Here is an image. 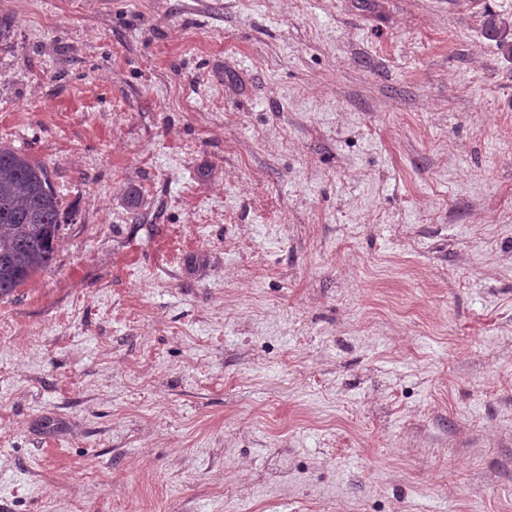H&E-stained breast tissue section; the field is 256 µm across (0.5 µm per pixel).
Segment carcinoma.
I'll use <instances>...</instances> for the list:
<instances>
[{"mask_svg":"<svg viewBox=\"0 0 512 512\" xmlns=\"http://www.w3.org/2000/svg\"><path fill=\"white\" fill-rule=\"evenodd\" d=\"M508 31L506 22L487 15V37L503 45ZM73 220L62 209L46 165L0 141V297L50 267L62 225Z\"/></svg>","mask_w":512,"mask_h":512,"instance_id":"carcinoma-1","label":"carcinoma"}]
</instances>
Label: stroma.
Here are the masks:
<instances>
[{
	"instance_id": "obj_1",
	"label": "stroma",
	"mask_w": 512,
	"mask_h": 512,
	"mask_svg": "<svg viewBox=\"0 0 512 512\" xmlns=\"http://www.w3.org/2000/svg\"><path fill=\"white\" fill-rule=\"evenodd\" d=\"M512 0H0L50 269L0 298V512H512Z\"/></svg>"
}]
</instances>
